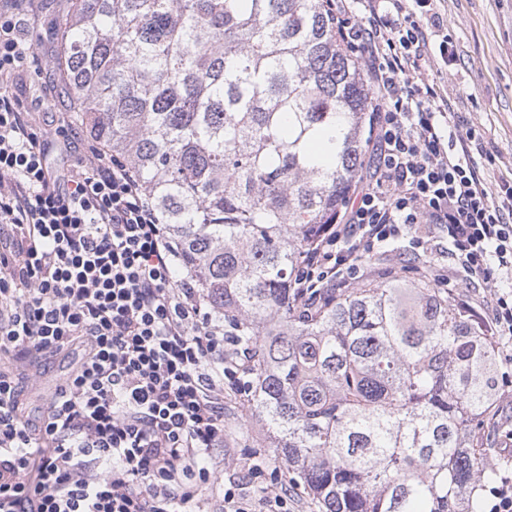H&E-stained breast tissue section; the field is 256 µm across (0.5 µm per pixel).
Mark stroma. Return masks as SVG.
<instances>
[{"instance_id": "obj_1", "label": "stroma", "mask_w": 512, "mask_h": 512, "mask_svg": "<svg viewBox=\"0 0 512 512\" xmlns=\"http://www.w3.org/2000/svg\"><path fill=\"white\" fill-rule=\"evenodd\" d=\"M59 0H26L30 35L41 38L39 64L22 74L20 94L26 107L66 112L69 95L48 60L53 43L47 20ZM457 50V66L440 82L454 104L456 121L475 130L486 146L490 192L512 180V0H438Z\"/></svg>"}]
</instances>
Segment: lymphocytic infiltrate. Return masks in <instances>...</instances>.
I'll return each instance as SVG.
<instances>
[{"mask_svg": "<svg viewBox=\"0 0 512 512\" xmlns=\"http://www.w3.org/2000/svg\"><path fill=\"white\" fill-rule=\"evenodd\" d=\"M434 0H326L362 65L375 161L335 223L302 255L298 304L362 279L368 258L446 245L435 285L483 291L459 307L495 348L512 344V182L489 193L474 132H460L433 74L457 64ZM40 53L24 13L0 14V512H195L224 485L223 512H288L278 468L227 447L225 393L252 360L207 303L137 173L80 149L74 123L40 120L14 92ZM69 155L57 166L53 151ZM82 357L44 391L47 363ZM40 398L46 412L25 410ZM222 460H215L216 449ZM239 471L228 483L225 470ZM275 491L253 497L255 479Z\"/></svg>", "mask_w": 512, "mask_h": 512, "instance_id": "obj_1", "label": "lymphocytic infiltrate"}]
</instances>
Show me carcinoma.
Instances as JSON below:
<instances>
[{
  "instance_id": "carcinoma-1",
  "label": "carcinoma",
  "mask_w": 512,
  "mask_h": 512,
  "mask_svg": "<svg viewBox=\"0 0 512 512\" xmlns=\"http://www.w3.org/2000/svg\"><path fill=\"white\" fill-rule=\"evenodd\" d=\"M52 66L253 350L248 416L320 512H483L491 339L427 278L290 285L367 167L370 92L324 0H65Z\"/></svg>"
}]
</instances>
